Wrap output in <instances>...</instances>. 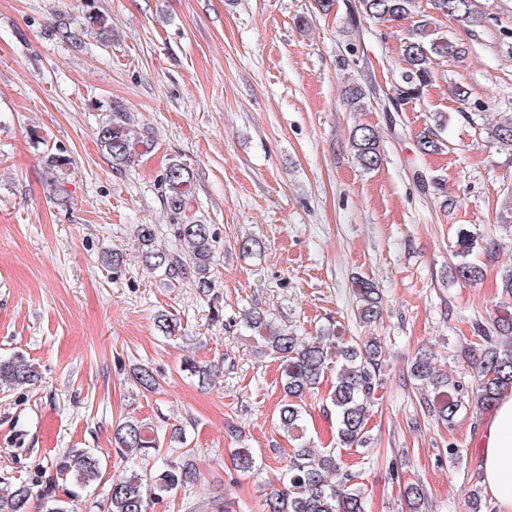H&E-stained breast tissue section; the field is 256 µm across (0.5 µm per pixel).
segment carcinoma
Returning a JSON list of instances; mask_svg holds the SVG:
<instances>
[{"label":"carcinoma","instance_id":"obj_1","mask_svg":"<svg viewBox=\"0 0 512 512\" xmlns=\"http://www.w3.org/2000/svg\"><path fill=\"white\" fill-rule=\"evenodd\" d=\"M414 6L415 0H357L350 13L353 23L360 19L391 22L414 18L411 37L404 49L406 68L401 75L400 101L420 97L431 83L436 65L448 59L461 62L466 54L463 44L436 33L429 16H416ZM432 8L465 27H475L483 21L472 0H432ZM53 33L73 45L82 44L89 36L107 42L112 37V23L106 15L96 11L88 13L86 22L79 26L60 16L53 24ZM343 96L346 105L358 107L364 104L367 90L351 82L344 87ZM110 111L109 118L99 129L97 142L110 159L112 168L120 170L149 152L151 144L141 137L121 104L113 103ZM486 130L490 143L512 151V112L499 113L498 120ZM349 140L361 168L374 170L380 165V135L376 127L357 125L351 130ZM43 161L51 174L50 194L58 196L69 162L51 152L43 156ZM192 184L193 173L189 167L177 159L170 160L161 177V198L173 221L174 237L180 243V250L158 247L152 224L138 225L136 238L146 266L160 272L169 282L192 276L197 287L204 289L209 287L208 274L215 260L217 237L211 225L202 223L193 212ZM461 257L463 260L450 270L452 277L479 280L482 269L465 260L466 254ZM355 293L359 321L369 326L376 323L381 317L379 288L363 278L355 282ZM243 321L262 338L278 360L283 401L277 424L294 441L292 455L280 467L279 485L263 495L261 512H366L364 492L353 483L352 475H345L344 480L337 483L330 480L341 468L336 449L315 450L306 439L303 403L319 388L328 372L336 371V381L326 397L336 418V444L349 449L364 447L369 440L368 421L376 402L375 393L381 385L380 340L370 336L360 343L346 342L344 337L336 335L333 327H323L314 336H300L293 330L278 327L269 315L259 311L245 314ZM493 331L498 336L477 327L482 344L472 356L475 379L469 386L436 369L431 354L417 353L410 374L431 389V394L423 397V407L429 416L451 424L461 410L467 407L475 413L490 410L501 394L512 390V315L494 320ZM35 378V371L23 360H0L1 385L29 384ZM133 384L147 392L159 387L157 377L146 367L133 371ZM164 441L165 434L148 430L133 417H126L113 427L114 452L125 469L112 479L108 496L99 505L100 512H153L154 505L165 496L197 481L192 463L161 460ZM150 457L160 462L155 470L138 466L139 461ZM236 464L243 472L260 471L248 448L238 449ZM102 467L98 455L75 448L56 464L57 474L68 483L64 495L57 493L54 481L45 485L36 497L29 485L10 483L6 489H0V512H32L34 508L37 512H71L69 500L90 487L101 476ZM404 496L411 512H422L427 501L423 485H407Z\"/></svg>","mask_w":512,"mask_h":512}]
</instances>
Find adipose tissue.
I'll return each mask as SVG.
<instances>
[{"label":"adipose tissue","mask_w":512,"mask_h":512,"mask_svg":"<svg viewBox=\"0 0 512 512\" xmlns=\"http://www.w3.org/2000/svg\"><path fill=\"white\" fill-rule=\"evenodd\" d=\"M481 475L499 512H512V391L503 393L481 435Z\"/></svg>","instance_id":"adipose-tissue-1"}]
</instances>
